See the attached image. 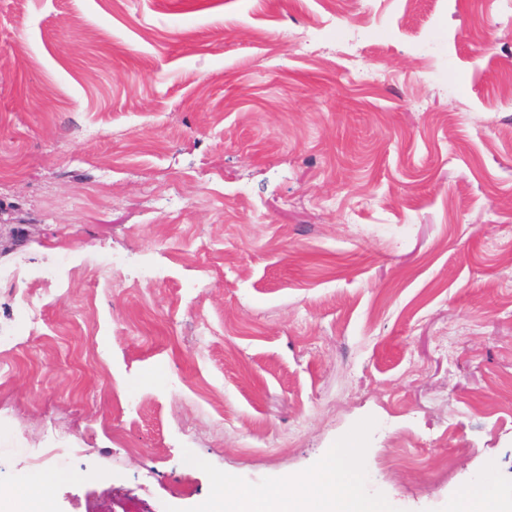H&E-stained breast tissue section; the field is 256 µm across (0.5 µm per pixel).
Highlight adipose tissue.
Listing matches in <instances>:
<instances>
[{
	"instance_id": "obj_1",
	"label": "adipose tissue",
	"mask_w": 512,
	"mask_h": 512,
	"mask_svg": "<svg viewBox=\"0 0 512 512\" xmlns=\"http://www.w3.org/2000/svg\"><path fill=\"white\" fill-rule=\"evenodd\" d=\"M358 439L330 452L314 473L292 483L273 485L261 493L233 489L216 481L212 492L198 504V512H389L380 499L365 497L349 465L360 454ZM51 476L0 486V512H52L45 488Z\"/></svg>"
}]
</instances>
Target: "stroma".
I'll return each mask as SVG.
<instances>
[{
	"label": "stroma",
	"mask_w": 512,
	"mask_h": 512,
	"mask_svg": "<svg viewBox=\"0 0 512 512\" xmlns=\"http://www.w3.org/2000/svg\"><path fill=\"white\" fill-rule=\"evenodd\" d=\"M511 72L512 0H0V485L511 499Z\"/></svg>",
	"instance_id": "1"
}]
</instances>
